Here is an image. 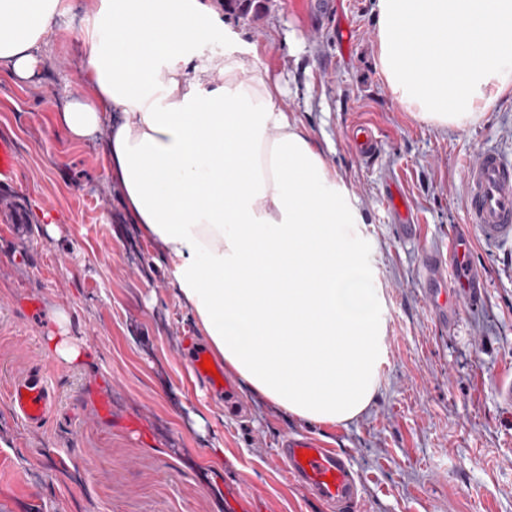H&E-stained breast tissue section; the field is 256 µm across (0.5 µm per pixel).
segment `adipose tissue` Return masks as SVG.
Returning a JSON list of instances; mask_svg holds the SVG:
<instances>
[{
	"label": "adipose tissue",
	"instance_id": "obj_1",
	"mask_svg": "<svg viewBox=\"0 0 512 512\" xmlns=\"http://www.w3.org/2000/svg\"><path fill=\"white\" fill-rule=\"evenodd\" d=\"M0 0V66L17 82L50 36L79 78L58 108L67 136L103 141L109 179L162 247L178 297L250 392L295 418L345 424L373 402L385 305L342 176L245 65L207 0ZM377 68L393 102L462 129L512 94V0H375ZM223 35L222 53L197 48Z\"/></svg>",
	"mask_w": 512,
	"mask_h": 512
}]
</instances>
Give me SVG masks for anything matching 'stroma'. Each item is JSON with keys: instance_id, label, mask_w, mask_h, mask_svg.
<instances>
[{"instance_id": "1", "label": "stroma", "mask_w": 512, "mask_h": 512, "mask_svg": "<svg viewBox=\"0 0 512 512\" xmlns=\"http://www.w3.org/2000/svg\"><path fill=\"white\" fill-rule=\"evenodd\" d=\"M269 0L260 17L225 16L257 45L246 63L284 91L283 105L343 177L363 215L370 262L386 301V361L375 400L336 426L299 421L241 392L225 411L185 358L202 342L170 285L157 244L130 224L100 143L71 141L57 101L76 73L49 41L36 83L0 74V137L21 166L0 185V512H325L297 486L276 450L306 433L351 454L362 478L355 512H512V243H489L465 222L464 166L483 149L512 155V95L463 129L421 123L393 102L376 66L373 0ZM382 142L372 163L349 144L358 120ZM419 220L403 238L386 192ZM55 215L46 232L42 211ZM468 238L469 270L487 288L441 321L426 301L420 251ZM68 317L84 364L49 355L46 336ZM43 368L58 407L41 426L13 414L7 388ZM108 412H100V401Z\"/></svg>"}]
</instances>
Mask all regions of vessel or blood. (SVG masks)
<instances>
[{
    "label": "vessel or blood",
    "mask_w": 512,
    "mask_h": 512,
    "mask_svg": "<svg viewBox=\"0 0 512 512\" xmlns=\"http://www.w3.org/2000/svg\"><path fill=\"white\" fill-rule=\"evenodd\" d=\"M356 154L365 160L373 158L379 149L377 129L367 122L356 123L350 139ZM20 156L12 139L0 138V182L16 180ZM465 205L468 224L484 239L500 241L512 238V162L494 149L482 151L476 162L465 170ZM467 261L466 244L456 238L448 246L447 258L429 255L424 265L427 282L442 281L449 265ZM206 348L195 346L188 354L195 377L204 378L213 394L223 397L225 407L242 412L230 383H218L213 375L203 374L200 367ZM8 396L14 415L30 425L42 424L56 409L57 396L43 369H30L11 384ZM308 461H301V454ZM289 474L301 487L311 491L331 512H353L360 498V480L345 454L322 447L307 435L284 437L277 453Z\"/></svg>",
    "instance_id": "obj_1"
}]
</instances>
